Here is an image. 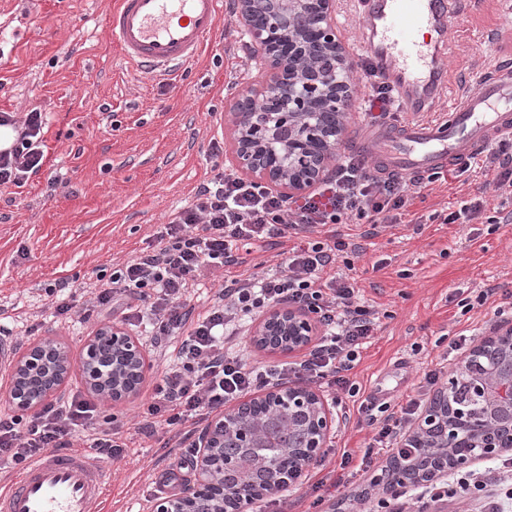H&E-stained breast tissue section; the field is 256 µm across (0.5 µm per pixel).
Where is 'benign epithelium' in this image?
<instances>
[{
	"label": "benign epithelium",
	"mask_w": 512,
	"mask_h": 512,
	"mask_svg": "<svg viewBox=\"0 0 512 512\" xmlns=\"http://www.w3.org/2000/svg\"><path fill=\"white\" fill-rule=\"evenodd\" d=\"M334 15L335 0H238L236 23L250 39L264 79L242 91L225 112L232 142L230 167L279 195L304 194L326 177L347 133L356 96L350 81L353 63L336 35ZM322 55L334 60L329 72L317 70ZM317 333L305 311L281 306L259 320L253 340L271 352L299 353ZM480 347H490L492 353L463 359L407 433L406 440L420 449L421 458L402 460L404 471L438 474L436 465L419 470L421 463L432 461L429 435L436 433L438 447L455 466L512 450V328L496 330ZM152 368L140 338L112 324L87 338L79 373L90 393L116 404L134 396ZM72 372L70 352L55 337L16 347L11 403L21 412L38 410L60 394ZM272 420L303 435L301 451L256 460L255 466L266 473L262 485L246 482L224 489V476L244 466L242 457L224 453V441L257 448ZM334 423L330 405L311 387L261 389L210 414L196 432L194 477L177 493L155 499L149 512H198L205 499L213 504L211 512H245L253 500L274 496L294 483L326 447Z\"/></svg>",
	"instance_id": "7a95c632"
}]
</instances>
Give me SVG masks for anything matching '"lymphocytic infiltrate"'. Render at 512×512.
<instances>
[{"label":"lymphocytic infiltrate","mask_w":512,"mask_h":512,"mask_svg":"<svg viewBox=\"0 0 512 512\" xmlns=\"http://www.w3.org/2000/svg\"><path fill=\"white\" fill-rule=\"evenodd\" d=\"M17 133L10 151H0V189L23 186L41 171L44 161L45 118L34 110L24 116L0 113V126ZM506 140L487 150L482 166L494 175L493 190L512 202V153ZM329 204L308 196L300 206L262 186L226 173L201 183L191 203L165 225L155 247L136 253L109 279L99 280L85 316L121 305L129 326L150 324L151 350L170 360L156 376L137 422L139 434L155 436L198 423L270 385L318 383L356 396L348 378L361 349L379 326V313L361 302L346 277L331 275L339 253H362L364 239L394 223L396 211L421 196L428 183L411 176H379L366 158H338L333 176L325 181ZM366 220L361 237L339 233L338 225ZM301 240L278 265L259 269L256 253L278 245L291 234ZM224 271V282L202 310L187 300L212 271ZM285 303L312 314L323 327L300 359L250 367L236 348L244 324L271 305ZM374 398L361 401L358 412L367 423H378L377 450L402 454L407 444L397 441L399 430L412 425L422 411V400L408 398L398 413L378 422ZM98 403L77 393L54 399L29 417L0 409V463L25 465L53 450L82 441L97 458H121L127 439L118 427L98 418ZM460 497L472 512H512V456L490 467L460 466L441 479L418 486H400L379 501L383 512H407L409 500L421 507Z\"/></svg>","instance_id":"lymphocytic-infiltrate-1"}]
</instances>
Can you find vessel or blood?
Instances as JSON below:
<instances>
[{"label":"vessel or blood","mask_w":512,"mask_h":512,"mask_svg":"<svg viewBox=\"0 0 512 512\" xmlns=\"http://www.w3.org/2000/svg\"><path fill=\"white\" fill-rule=\"evenodd\" d=\"M359 55L394 88L413 121L394 128L373 167L400 176L461 166L494 139L512 135V66L495 64L447 112L436 103L446 85L447 34L459 0H360ZM224 0H118L105 25L124 58L154 78L195 60L214 36ZM430 120H421V113ZM104 468L85 453L33 460L6 488L0 512H103Z\"/></svg>","instance_id":"1"}]
</instances>
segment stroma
Here are the masks:
<instances>
[{
	"mask_svg": "<svg viewBox=\"0 0 512 512\" xmlns=\"http://www.w3.org/2000/svg\"><path fill=\"white\" fill-rule=\"evenodd\" d=\"M115 2L0 0V111L37 108L47 115L42 170L24 187L0 192V310L34 327L21 343L54 336L75 356L98 327L121 321L117 312L86 321L79 315L97 276L155 244L196 188L225 170V107L261 75L236 24L234 0H224V19L200 60L164 80L142 75L111 43L104 18ZM481 2L479 11L457 16L448 33L444 100L476 86L487 62L512 61V8L503 0ZM493 28L502 32L499 43L483 42ZM489 181L475 164L465 182L431 184L398 224L369 239L363 255L336 262L334 273L353 277L361 300L384 315L350 374L361 395L399 408L429 370L457 366L461 356L450 347L456 336L468 330L483 337L512 325V223L430 218L476 196L494 215ZM58 280L69 283L76 307L68 319L53 318L46 293ZM484 290L483 304L457 306V298ZM151 385L144 380L139 395L101 407L102 419L132 432L123 458L105 466L104 512H146L194 475L189 469L166 479L184 453L178 439L134 431ZM343 406L349 415L337 417L324 465L309 466L285 491L284 512H368L379 500L370 473L359 468L375 431L358 420L352 399ZM321 480L333 487L323 505L313 490Z\"/></svg>",
	"mask_w": 512,
	"mask_h": 512,
	"instance_id": "1",
	"label": "stroma"
}]
</instances>
